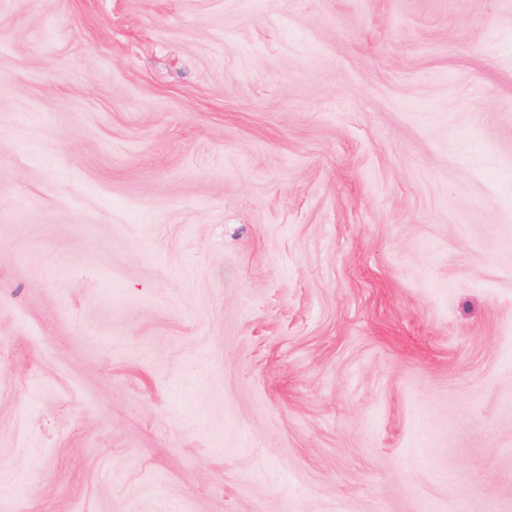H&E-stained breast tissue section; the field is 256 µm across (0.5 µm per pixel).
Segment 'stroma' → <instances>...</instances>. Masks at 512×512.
Returning a JSON list of instances; mask_svg holds the SVG:
<instances>
[{"mask_svg":"<svg viewBox=\"0 0 512 512\" xmlns=\"http://www.w3.org/2000/svg\"><path fill=\"white\" fill-rule=\"evenodd\" d=\"M0 512H512V0H0Z\"/></svg>","mask_w":512,"mask_h":512,"instance_id":"obj_1","label":"stroma"}]
</instances>
